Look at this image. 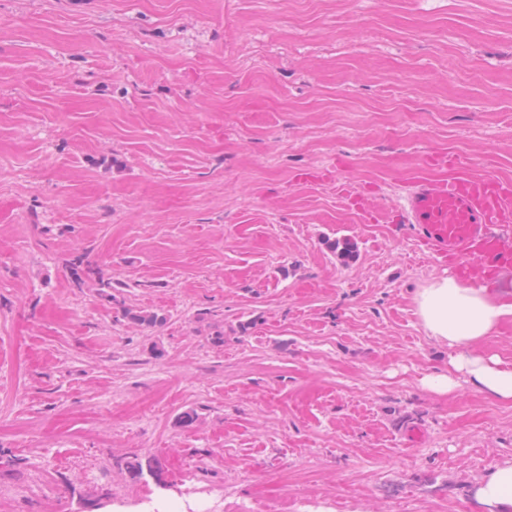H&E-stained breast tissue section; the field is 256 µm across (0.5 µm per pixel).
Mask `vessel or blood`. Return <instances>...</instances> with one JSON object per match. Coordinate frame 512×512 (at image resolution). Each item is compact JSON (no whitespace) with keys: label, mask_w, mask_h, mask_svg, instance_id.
<instances>
[{"label":"vessel or blood","mask_w":512,"mask_h":512,"mask_svg":"<svg viewBox=\"0 0 512 512\" xmlns=\"http://www.w3.org/2000/svg\"><path fill=\"white\" fill-rule=\"evenodd\" d=\"M446 172L417 168L395 223L412 225L423 253L450 265L464 282L502 286L512 271V181L477 172L464 157H449Z\"/></svg>","instance_id":"b4317fda"}]
</instances>
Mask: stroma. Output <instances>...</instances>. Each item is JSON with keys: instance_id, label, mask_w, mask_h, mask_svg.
<instances>
[{"instance_id": "stroma-1", "label": "stroma", "mask_w": 512, "mask_h": 512, "mask_svg": "<svg viewBox=\"0 0 512 512\" xmlns=\"http://www.w3.org/2000/svg\"><path fill=\"white\" fill-rule=\"evenodd\" d=\"M448 154L512 179V0H0V512H495L512 403L424 385L448 270L349 206ZM112 288H117L112 284V278L105 277L101 273L98 276V295L109 304L118 306L122 311V316L131 321L146 324L148 326H155L159 322V317L155 313H147L144 311H137L126 307L117 295L112 293ZM475 495L482 501L496 503L505 508L512 507V461H504L484 477L478 484ZM184 508L182 512H221L223 495L186 488L181 493Z\"/></svg>"}]
</instances>
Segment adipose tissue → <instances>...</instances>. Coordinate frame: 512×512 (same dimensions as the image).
I'll list each match as a JSON object with an SVG mask.
<instances>
[{
	"label": "adipose tissue",
	"mask_w": 512,
	"mask_h": 512,
	"mask_svg": "<svg viewBox=\"0 0 512 512\" xmlns=\"http://www.w3.org/2000/svg\"><path fill=\"white\" fill-rule=\"evenodd\" d=\"M415 302L427 334L448 347L449 373L429 376L425 385L449 391L463 381L489 397L512 402V362L484 348L512 321V302L451 276L433 279L417 292Z\"/></svg>",
	"instance_id": "adipose-tissue-1"
}]
</instances>
